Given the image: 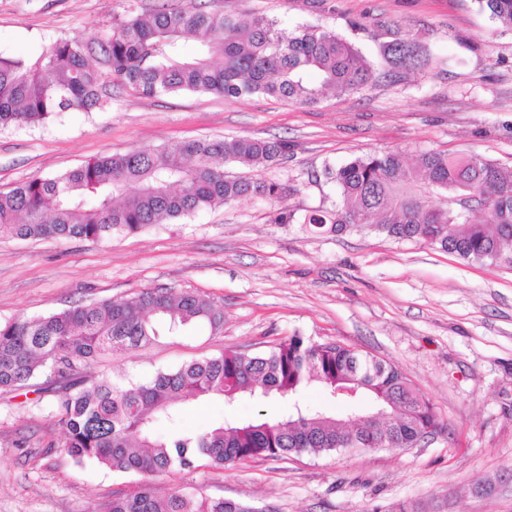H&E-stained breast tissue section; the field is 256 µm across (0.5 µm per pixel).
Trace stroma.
<instances>
[{
  "label": "stroma",
  "instance_id": "stroma-1",
  "mask_svg": "<svg viewBox=\"0 0 512 512\" xmlns=\"http://www.w3.org/2000/svg\"><path fill=\"white\" fill-rule=\"evenodd\" d=\"M133 0H0V52L32 57L51 41L107 32ZM292 29L335 31L375 68L394 34H416L438 57L396 84L310 107L255 95L226 100L118 90L100 112L0 130V191L135 147L227 136L285 138L295 148L257 177L292 187L283 209L331 206L324 177L354 157L428 150L475 154L512 169V32L474 0H224ZM273 206L241 199L190 218L99 241L0 239V322L44 316L78 300H121L155 287L223 303L224 331L195 327L91 371L120 380L227 350H259L298 334L337 342L400 368L446 426L402 450L345 449L258 458L222 471L157 477L163 493L198 490L269 512H512V267L466 262L416 241L274 224ZM53 393L0 389V512H98L141 482L64 453ZM287 404L242 398L186 408L181 428L280 415ZM492 489L476 494L475 484Z\"/></svg>",
  "mask_w": 512,
  "mask_h": 512
}]
</instances>
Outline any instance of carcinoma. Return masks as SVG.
I'll return each mask as SVG.
<instances>
[{
    "label": "carcinoma",
    "mask_w": 512,
    "mask_h": 512,
    "mask_svg": "<svg viewBox=\"0 0 512 512\" xmlns=\"http://www.w3.org/2000/svg\"><path fill=\"white\" fill-rule=\"evenodd\" d=\"M496 25L512 31V0H474ZM196 37L195 55L182 41ZM398 81L432 56L417 39L387 42ZM367 59L334 31L312 25L292 30L263 15L248 20L208 5L172 0L138 13L129 9L112 31L59 39L38 56L0 54V128L39 126L62 112L104 109L117 87L154 97L181 91L226 99L265 94L297 105L317 103L331 90L351 95L378 77ZM283 139L241 136L140 147L104 156L52 178H34L0 192V238L99 240L134 233L245 197L270 203L290 188L238 174L288 159ZM339 203L298 215L275 212V224H302L315 234L369 231L421 241L464 260L512 267V170L478 155L428 150L408 161L400 151L356 156L325 168ZM204 325L224 330V305L190 290H143L121 301L74 304L47 316L0 323V388L17 389L46 376L64 431V451L76 463L94 461L116 473L157 476L205 466L224 470L258 457L320 454L373 438L389 448H414L442 430L433 406L396 366L331 342L293 335L254 355L229 350L157 373L116 381L86 369L122 358L163 335ZM360 383L365 414L344 423L326 408L306 406L312 386L345 401L339 390ZM249 395L288 401V413L221 423L186 432L184 407L202 398L231 404ZM171 429L157 433L159 422ZM100 512H265L247 501L202 493H156L143 481L115 492Z\"/></svg>",
    "instance_id": "carcinoma-1"
}]
</instances>
